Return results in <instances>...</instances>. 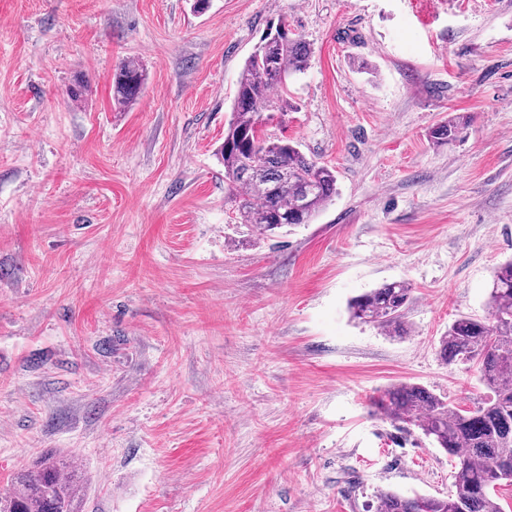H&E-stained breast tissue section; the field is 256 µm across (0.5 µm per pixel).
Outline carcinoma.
Instances as JSON below:
<instances>
[{"label":"carcinoma","instance_id":"carcinoma-1","mask_svg":"<svg viewBox=\"0 0 512 512\" xmlns=\"http://www.w3.org/2000/svg\"><path fill=\"white\" fill-rule=\"evenodd\" d=\"M310 44L288 28V17L270 25L245 60L224 129L218 160L240 220L259 234L309 224L336 195L335 172L308 158L298 142L264 130L265 113L283 109L271 91L304 73ZM146 73L127 60L112 79V101L122 107L139 96ZM467 121L454 117L430 132L436 145L461 138ZM412 288L384 283L352 298L351 317L393 337L408 335L404 320ZM448 364H477L491 395L469 410L459 409L416 383L388 386L373 398L382 417L415 427L458 460L454 490L446 498L382 491L375 512H502L492 491L512 485V260L498 266L489 293V318L460 315L440 340ZM11 492L0 497V512H81L84 484L76 458L48 453L16 471Z\"/></svg>","mask_w":512,"mask_h":512}]
</instances>
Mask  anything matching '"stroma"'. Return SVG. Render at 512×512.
I'll use <instances>...</instances> for the list:
<instances>
[{
	"mask_svg": "<svg viewBox=\"0 0 512 512\" xmlns=\"http://www.w3.org/2000/svg\"><path fill=\"white\" fill-rule=\"evenodd\" d=\"M311 47L266 128L333 167L312 223H240L214 152L280 17ZM147 79L127 108L112 77ZM371 68H358V60ZM83 77V102L67 90ZM470 116L462 141L433 126ZM512 259V0H0V493L45 452L83 512H373L447 496L457 461L371 405L446 364ZM406 281L408 336L349 301ZM146 73L135 60H126L117 69L112 79V101L119 107L126 106L139 96Z\"/></svg>",
	"mask_w": 512,
	"mask_h": 512,
	"instance_id": "obj_1",
	"label": "stroma"
}]
</instances>
